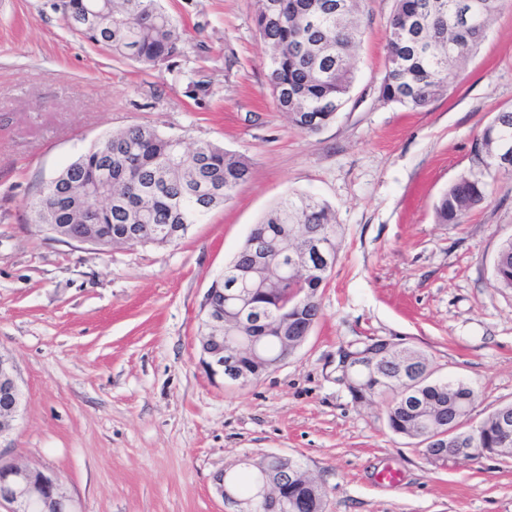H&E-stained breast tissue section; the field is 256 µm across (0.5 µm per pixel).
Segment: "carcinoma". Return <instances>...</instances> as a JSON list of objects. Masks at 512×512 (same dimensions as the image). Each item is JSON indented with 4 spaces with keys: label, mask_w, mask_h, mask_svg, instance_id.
I'll return each mask as SVG.
<instances>
[{
    "label": "carcinoma",
    "mask_w": 512,
    "mask_h": 512,
    "mask_svg": "<svg viewBox=\"0 0 512 512\" xmlns=\"http://www.w3.org/2000/svg\"><path fill=\"white\" fill-rule=\"evenodd\" d=\"M501 0H395L387 34V67L379 98L404 108H423L447 93L457 79V64L476 53L486 37L489 20ZM89 0H64L73 30L97 42L116 57L144 69H155L181 52L184 33L161 0H103L101 23L85 25ZM256 25L268 49L270 83L276 107L293 126L307 135L332 122L355 82V51L360 42L356 22L360 0H259ZM512 109H503L477 139V156L486 169L512 174L496 160L498 141L512 142ZM112 168V207L101 209L100 224L112 234L125 224H198L224 204L252 174L243 154L198 141L188 147L153 128L133 126L116 131L77 158L64 177L79 181L100 167ZM483 174L470 173L448 187L436 207L440 224H459L472 208L485 202ZM44 197L29 204L32 224H47ZM337 227L329 205L313 196L289 193L249 236L297 254L296 276L268 265L255 278L251 309L269 314L257 330L265 337L256 351L239 350L240 363L257 381L293 354L313 330L318 290L327 279L312 270L313 255L305 242L321 238L330 255L336 254ZM243 244L224 268L219 287L235 285V260L247 250ZM498 287L512 289V237L502 241L493 268ZM408 361L400 371L394 361L379 360L372 373L358 368L347 385L358 401L388 398L387 424L397 435L422 443L421 435L448 418L454 397H475L463 382L432 378L428 358L417 349L398 344ZM474 447H497L496 413H490L474 434ZM282 474L288 460L272 465L258 458L251 468H227L240 490L250 491L259 468ZM280 485L283 497L299 494L318 505L305 512H326L327 493Z\"/></svg>",
    "instance_id": "obj_1"
}]
</instances>
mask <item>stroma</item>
I'll use <instances>...</instances> for the list:
<instances>
[{
  "label": "stroma",
  "mask_w": 512,
  "mask_h": 512,
  "mask_svg": "<svg viewBox=\"0 0 512 512\" xmlns=\"http://www.w3.org/2000/svg\"><path fill=\"white\" fill-rule=\"evenodd\" d=\"M162 4L185 44L152 71L71 32L50 0L0 6V352L23 395L6 456L56 475L79 512H224L214 474L264 454L299 459L327 512H512V463L429 462L336 371L340 350L387 340L471 384L473 421L512 403V290L492 277L512 236V175H489L462 223L435 219L448 186L480 172L484 127L512 107V0L422 109L380 100L394 0H363L353 89L315 135L275 105L256 0ZM132 126L242 153L252 176L171 245L100 248L30 224L54 176ZM290 192L328 203L339 226L322 316L284 364L228 386L199 366L204 297Z\"/></svg>",
  "instance_id": "1"
}]
</instances>
